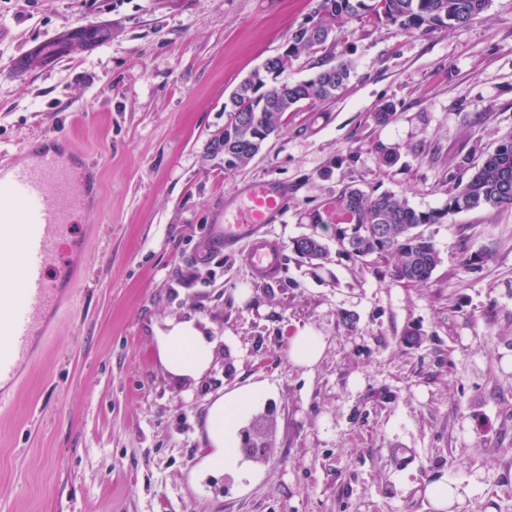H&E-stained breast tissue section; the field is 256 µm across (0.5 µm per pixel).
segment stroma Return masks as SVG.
I'll return each instance as SVG.
<instances>
[{
    "instance_id": "obj_1",
    "label": "stroma",
    "mask_w": 512,
    "mask_h": 512,
    "mask_svg": "<svg viewBox=\"0 0 512 512\" xmlns=\"http://www.w3.org/2000/svg\"><path fill=\"white\" fill-rule=\"evenodd\" d=\"M316 0H0V70L44 34L106 22L26 80L0 77V155L68 135L95 162L101 191L79 219L85 268L43 348L0 404V512H435L427 484L457 486L468 512H512V209L423 226L441 262L404 287L381 265L339 252L308 214L335 210L345 185L442 207L512 133V0L466 27L430 33L353 21L331 50L354 72L334 100L285 113L245 167L209 145L224 103ZM394 120L377 126L379 105ZM398 145L393 167L376 143ZM277 179L291 194L272 231L283 273L254 281L211 249L225 197ZM322 233L323 268L292 250ZM487 252L480 269L464 253ZM356 316L354 324L343 312ZM192 319L215 343L200 380H177L155 336ZM324 336L311 368L288 341ZM420 329L409 349L401 337ZM267 391L272 450L236 474L205 468V418L217 395ZM412 454L405 467L395 455Z\"/></svg>"
}]
</instances>
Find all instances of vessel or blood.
I'll use <instances>...</instances> for the list:
<instances>
[{"label":"vessel or blood","instance_id":"obj_1","mask_svg":"<svg viewBox=\"0 0 512 512\" xmlns=\"http://www.w3.org/2000/svg\"><path fill=\"white\" fill-rule=\"evenodd\" d=\"M61 34L29 45L13 57L9 74L28 73L24 59L54 65ZM27 158H0V396L17 385L36 356L41 331L58 312L71 284V263L86 240L74 223L99 192L96 168L65 139L28 146ZM288 187L256 181L225 203L212 244L237 252L254 280L267 283L282 271L283 243L269 229L284 215Z\"/></svg>","mask_w":512,"mask_h":512}]
</instances>
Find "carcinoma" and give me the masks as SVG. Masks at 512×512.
<instances>
[{
    "label": "carcinoma",
    "instance_id": "cac0c4a2",
    "mask_svg": "<svg viewBox=\"0 0 512 512\" xmlns=\"http://www.w3.org/2000/svg\"><path fill=\"white\" fill-rule=\"evenodd\" d=\"M489 0H317L314 14L288 37L282 54L267 59L242 81L224 102V171L247 165L264 142L277 131L283 114L301 104L330 101L346 88L352 63L340 59L319 65L309 79L275 84L276 75L301 54L311 57L347 37L345 23L391 25L404 32L460 28L478 19ZM379 163L399 161L398 146L379 143ZM448 200L443 207L418 211L393 193L367 194L344 187L337 198L334 238L339 250L361 261L384 265V274L400 285L430 282L440 263L431 238L419 231L426 224H440L457 213L474 209L512 206V135L484 154L467 180L449 177ZM293 252L311 262L327 258L322 237L295 240Z\"/></svg>",
    "mask_w": 512,
    "mask_h": 512
}]
</instances>
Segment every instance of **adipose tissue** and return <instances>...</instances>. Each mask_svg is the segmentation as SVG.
<instances>
[{
	"label": "adipose tissue",
	"instance_id": "1",
	"mask_svg": "<svg viewBox=\"0 0 512 512\" xmlns=\"http://www.w3.org/2000/svg\"><path fill=\"white\" fill-rule=\"evenodd\" d=\"M159 359L166 370L181 380L200 379L209 369L215 344L193 322H170L156 337ZM265 392L248 386L218 397L206 416L207 440L211 448L206 457L209 469L237 472L241 446V423Z\"/></svg>",
	"mask_w": 512,
	"mask_h": 512
}]
</instances>
